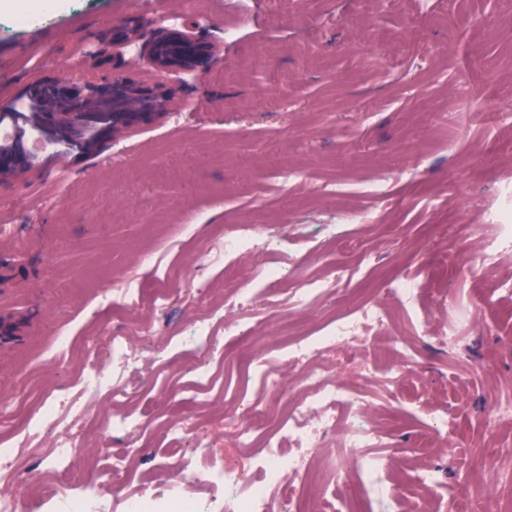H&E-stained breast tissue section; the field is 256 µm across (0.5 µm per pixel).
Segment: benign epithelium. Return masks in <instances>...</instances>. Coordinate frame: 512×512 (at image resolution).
I'll use <instances>...</instances> for the list:
<instances>
[{
    "mask_svg": "<svg viewBox=\"0 0 512 512\" xmlns=\"http://www.w3.org/2000/svg\"><path fill=\"white\" fill-rule=\"evenodd\" d=\"M142 41L143 60L158 71L205 67L218 48L190 28L172 31L156 27L144 33L132 29L123 40ZM110 66L109 78L88 80L81 71L65 78H45L28 87V99L38 108L25 120L41 131L89 152L104 149L120 134L128 133L138 119L173 101L171 93L154 94L141 88L127 73L119 54H100L92 67ZM27 165L20 149H0V181Z\"/></svg>",
    "mask_w": 512,
    "mask_h": 512,
    "instance_id": "obj_1",
    "label": "benign epithelium"
}]
</instances>
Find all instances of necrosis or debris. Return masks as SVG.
<instances>
[{"instance_id":"1","label":"necrosis or debris","mask_w":512,"mask_h":512,"mask_svg":"<svg viewBox=\"0 0 512 512\" xmlns=\"http://www.w3.org/2000/svg\"><path fill=\"white\" fill-rule=\"evenodd\" d=\"M279 271L269 260L259 262L229 308L224 333L238 336L251 331L247 303L253 289L274 291ZM414 333L430 337L428 320L416 310L420 291L407 276L390 283ZM388 327V316L379 302L368 301L350 315L328 325L321 336L295 340L291 357L301 362L298 383L307 394L288 414L278 418L270 412L269 400L281 393L278 368L265 366L254 357L253 368L261 372V395L243 412L225 415L231 441L248 449L242 466L212 463L201 469L184 468L178 483H143L113 498L98 492L100 482H118L128 476V460L136 448L106 453V464L90 477L75 472L72 459L81 447L74 419L81 412L77 401L47 394L38 409V420L56 425L52 443L56 491L40 482L39 467L19 468L21 448L39 442L41 433L32 423H22L12 442L0 445V512H21L27 500L39 502L41 512H305L309 498H316L318 512H351L349 501L337 496L336 479L346 472L358 476V494L372 503L392 498V459L385 453L387 433L365 417L359 388L336 381L321 360L324 351L372 340ZM389 363L382 387L402 394L416 372V348L405 337L391 336L386 346ZM111 368L101 367L95 354H88L86 374L96 386L111 388L113 399L129 394L122 376L129 366V340L112 339Z\"/></svg>"}]
</instances>
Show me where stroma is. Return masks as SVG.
<instances>
[{"instance_id":"1","label":"stroma","mask_w":512,"mask_h":512,"mask_svg":"<svg viewBox=\"0 0 512 512\" xmlns=\"http://www.w3.org/2000/svg\"><path fill=\"white\" fill-rule=\"evenodd\" d=\"M34 0H0V113L25 104L22 91L37 76L58 77L96 58L103 39L127 29L196 25L218 55L208 76L157 71L133 40L118 50L142 86L173 89L178 108L140 122L136 134L75 159L63 145L28 131L29 169L0 182V323L21 342L0 345V398L15 397L32 413L45 391L74 392L84 381L90 343L108 351L113 337L132 333L134 405L163 403L199 411L210 447L194 439L180 460L153 440L155 421L139 434L114 433L110 391H100L79 423L83 456L140 441V467L165 482L180 477L181 460L204 452L223 457L232 443L224 411L237 407L246 382L234 351L284 354L281 329L311 334L332 318L380 294L387 280L409 272L422 284L434 333L456 325L453 349L417 346L409 394L395 399L364 383L371 419L390 432L388 449L400 476L395 492H418L414 444L424 411L448 412L435 456L447 498L459 501L454 472H468L471 497L492 512H512V414L495 416L490 397L512 395V249L492 271L459 272L494 231L487 217L512 206V0H499L486 25L480 0H53L35 26L9 22ZM268 50L278 82L245 69L247 56ZM498 118L488 123L486 112ZM418 174L401 178L410 159ZM305 168L307 181L281 187L278 173ZM384 180L387 196L365 192ZM373 212L372 224H345L344 209ZM246 224L272 238L283 277L276 302L264 309L251 336L217 337L209 357L213 382L200 405L201 358L174 348L197 320L221 326L216 296L230 285L209 262L225 230ZM358 254L344 253L342 236ZM152 250L156 266L139 262ZM368 254L371 264L359 263ZM348 267L337 278L338 267ZM309 275L338 279L334 291L306 309L291 294ZM134 280L149 288L165 281L170 312L131 314L105 307V291Z\"/></svg>"}]
</instances>
